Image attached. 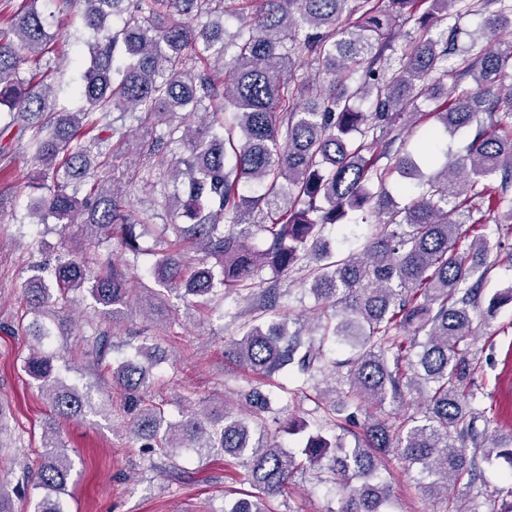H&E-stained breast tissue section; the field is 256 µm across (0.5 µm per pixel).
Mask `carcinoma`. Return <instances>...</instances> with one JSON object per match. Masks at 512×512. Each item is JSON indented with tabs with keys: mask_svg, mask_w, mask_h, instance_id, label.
<instances>
[{
	"mask_svg": "<svg viewBox=\"0 0 512 512\" xmlns=\"http://www.w3.org/2000/svg\"><path fill=\"white\" fill-rule=\"evenodd\" d=\"M0 19V106L10 121L0 136L7 160L21 146L38 164L31 181L50 182L29 216L38 224L52 217L89 229L81 246L62 244L64 254L35 268L25 284L31 310L49 314L51 290L58 298L88 289L94 311L117 319L131 299L127 268L97 261L100 247L115 240L140 253L137 218L126 196L107 186L114 161L134 145L133 129L117 127L116 111L138 126L166 118L165 129L147 151L172 154L169 172L181 182L173 209L190 220L165 224L174 238L150 269L161 303L175 295L208 304L216 285L252 289L264 268L277 274L309 260V291L320 337L242 323L240 336L224 345V362L261 377L295 369L297 378L334 377L327 411L360 428L350 445L328 439L323 425L307 432L301 456L275 438L253 437L273 412L269 394L253 388L248 408L193 412L176 423L145 402L150 366L120 362L112 378L127 395L125 422L142 447L174 460L184 452L215 454L244 464L250 491L224 504V512H271L294 472L330 474L341 492L337 512H389V488L380 479L378 457L393 448L415 471V487L440 494L460 483L474 490L481 465L512 458V436L485 446L477 384L473 314L482 305V285L493 263L488 225L474 217L482 208L498 213L495 230H512V39L475 50L455 47L454 34L432 37L434 15L457 11L482 16L481 30L512 29V0H240V27H224V0H58L79 8L85 43L82 101L76 110L58 103L45 72L29 67L49 52L60 32L37 4ZM219 20L203 24L202 16ZM415 20L419 35L396 49V21ZM306 57L313 73L300 71ZM458 58L457 80L443 86L448 58ZM478 86L473 93L467 79ZM366 102L363 112L356 103ZM427 109H421L420 103ZM411 113L433 122L415 153L405 151ZM474 127L462 155L444 148L441 132ZM426 183L399 206L387 192L393 174ZM251 185L247 196L243 187ZM358 214L382 219L381 231L364 251L334 258L323 236L328 224H347ZM231 218L234 224L224 225ZM244 222L266 236V248L248 242ZM474 237L458 249L459 230ZM204 258L190 266L183 244ZM221 266L220 283L205 265ZM38 344L24 371L51 404L55 420L41 435V463L22 488L33 512H66L63 496L75 469L58 420L81 414L88 395L56 373L57 355L44 348L50 332L32 323ZM423 340H418V337ZM350 349L344 360L328 357L327 341ZM83 344L104 362L112 352L105 330L94 329ZM411 397L415 411L399 423L378 417L387 400Z\"/></svg>",
	"mask_w": 512,
	"mask_h": 512,
	"instance_id": "1",
	"label": "carcinoma"
}]
</instances>
